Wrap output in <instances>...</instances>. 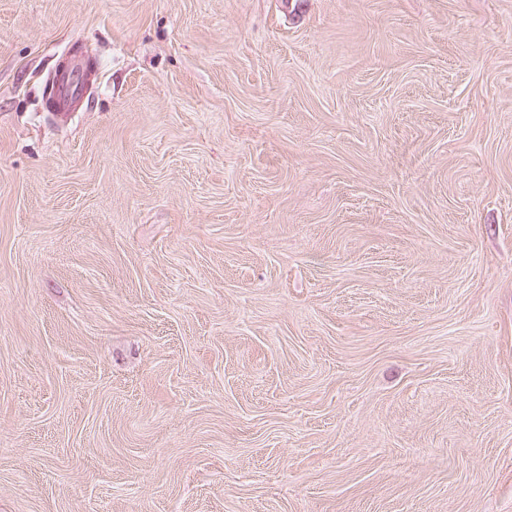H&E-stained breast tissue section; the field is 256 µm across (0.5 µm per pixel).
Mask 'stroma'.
<instances>
[{
  "mask_svg": "<svg viewBox=\"0 0 512 512\" xmlns=\"http://www.w3.org/2000/svg\"><path fill=\"white\" fill-rule=\"evenodd\" d=\"M0 512H512V0H0ZM91 82V75L81 70L77 73H71L69 76L65 77L63 82L60 81L54 85L52 92L58 102L65 105L71 95L76 94L79 87L82 88L83 93H85Z\"/></svg>",
  "mask_w": 512,
  "mask_h": 512,
  "instance_id": "1",
  "label": "stroma"
}]
</instances>
